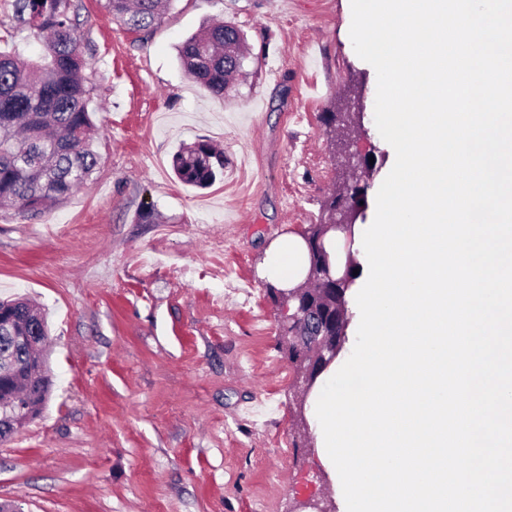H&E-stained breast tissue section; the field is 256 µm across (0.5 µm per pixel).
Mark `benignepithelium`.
Segmentation results:
<instances>
[{
	"mask_svg": "<svg viewBox=\"0 0 512 512\" xmlns=\"http://www.w3.org/2000/svg\"><path fill=\"white\" fill-rule=\"evenodd\" d=\"M342 124L338 128L337 145H346L361 128L363 113L358 100L346 95L340 102ZM357 182L346 176L339 190L336 207V231L345 235L346 243H351L353 224L356 223L359 207L356 196ZM310 255L320 253L322 276L329 282L341 285L347 278L349 259L340 260L328 249L324 239H319L317 246H312V237L302 234ZM304 285L298 283L288 288H275L273 292L280 307V335L288 345L291 356L289 363L294 373L295 386L305 395L314 385L323 367L315 363V358L308 351V346L319 343L327 345L333 320L328 315L314 312V306L303 296ZM20 311L13 305L0 307V329L11 333V339L20 346L24 354L18 361L12 357L0 358V380L12 385L18 378H24L27 391L19 398L6 396L0 399V441H8L22 432L43 407L47 397L51 377L47 363L37 351L38 337L20 332Z\"/></svg>",
	"mask_w": 512,
	"mask_h": 512,
	"instance_id": "benign-epithelium-1",
	"label": "benign epithelium"
}]
</instances>
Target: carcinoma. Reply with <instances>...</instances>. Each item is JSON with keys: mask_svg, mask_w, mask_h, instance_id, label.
I'll use <instances>...</instances> for the list:
<instances>
[{"mask_svg": "<svg viewBox=\"0 0 512 512\" xmlns=\"http://www.w3.org/2000/svg\"><path fill=\"white\" fill-rule=\"evenodd\" d=\"M174 0H105L127 31L146 39ZM16 26L39 32L35 59L0 52V210L44 214L67 200L94 173L93 87L73 0H11ZM179 59L196 83L214 95L231 88L246 58L244 35L228 22L188 37ZM186 185L207 188L224 175V152L198 141L173 157Z\"/></svg>", "mask_w": 512, "mask_h": 512, "instance_id": "obj_1", "label": "carcinoma"}]
</instances>
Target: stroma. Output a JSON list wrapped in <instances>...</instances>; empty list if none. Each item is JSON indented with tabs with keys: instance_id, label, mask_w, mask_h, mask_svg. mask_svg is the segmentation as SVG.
Wrapping results in <instances>:
<instances>
[{
	"instance_id": "1",
	"label": "stroma",
	"mask_w": 512,
	"mask_h": 512,
	"mask_svg": "<svg viewBox=\"0 0 512 512\" xmlns=\"http://www.w3.org/2000/svg\"><path fill=\"white\" fill-rule=\"evenodd\" d=\"M95 90L101 163L49 213L0 212V297L49 313L52 391L0 443V502L22 512H302L325 470L295 446L300 399L259 266L321 223L346 166L367 216L395 163L374 121L377 76L351 42V0H175L147 41L104 0H74ZM250 55L224 95L187 76L179 45L213 20ZM0 49L34 57L0 0ZM358 92L363 131L346 153L332 112ZM224 151L206 189L176 179L180 147Z\"/></svg>"
}]
</instances>
